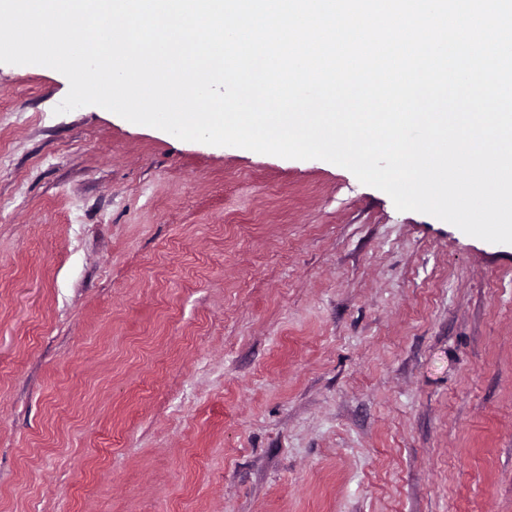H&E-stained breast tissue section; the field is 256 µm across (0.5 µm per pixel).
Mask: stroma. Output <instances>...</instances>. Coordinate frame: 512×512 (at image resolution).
Listing matches in <instances>:
<instances>
[{"label": "stroma", "instance_id": "stroma-1", "mask_svg": "<svg viewBox=\"0 0 512 512\" xmlns=\"http://www.w3.org/2000/svg\"><path fill=\"white\" fill-rule=\"evenodd\" d=\"M0 63V512H512V244Z\"/></svg>", "mask_w": 512, "mask_h": 512}]
</instances>
